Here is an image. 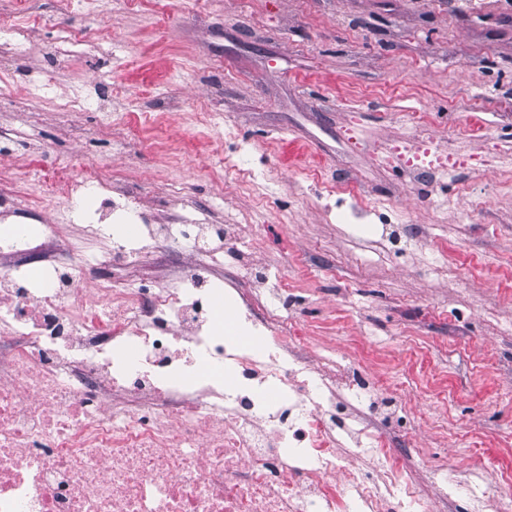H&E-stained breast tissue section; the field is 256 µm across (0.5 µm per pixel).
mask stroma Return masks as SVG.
<instances>
[{"instance_id": "1", "label": "stroma", "mask_w": 512, "mask_h": 512, "mask_svg": "<svg viewBox=\"0 0 512 512\" xmlns=\"http://www.w3.org/2000/svg\"><path fill=\"white\" fill-rule=\"evenodd\" d=\"M421 140L459 166L381 163ZM90 166L155 229L232 223L311 366L362 375L423 459V497L512 486V0H0V225L89 251L94 198L37 179ZM355 206L401 220L357 233ZM112 280L170 286L152 255Z\"/></svg>"}]
</instances>
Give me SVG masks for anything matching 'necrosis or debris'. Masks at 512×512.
Here are the masks:
<instances>
[{"instance_id": "obj_1", "label": "necrosis or debris", "mask_w": 512, "mask_h": 512, "mask_svg": "<svg viewBox=\"0 0 512 512\" xmlns=\"http://www.w3.org/2000/svg\"><path fill=\"white\" fill-rule=\"evenodd\" d=\"M91 193L101 264L179 245L105 185L67 184L71 201ZM57 235L0 227V512H440L383 436L337 413L341 390L381 419L344 367L329 383L300 355L281 282L251 297L197 267L163 296L117 288L82 254L59 258Z\"/></svg>"}]
</instances>
